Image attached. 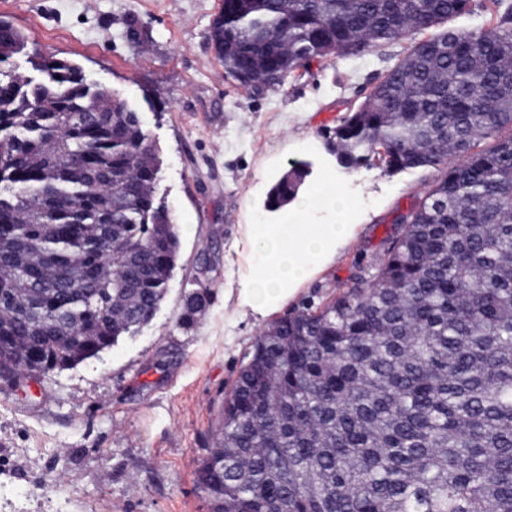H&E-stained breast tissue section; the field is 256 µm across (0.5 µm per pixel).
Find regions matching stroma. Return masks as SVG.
<instances>
[{
  "instance_id": "obj_1",
  "label": "stroma",
  "mask_w": 512,
  "mask_h": 512,
  "mask_svg": "<svg viewBox=\"0 0 512 512\" xmlns=\"http://www.w3.org/2000/svg\"><path fill=\"white\" fill-rule=\"evenodd\" d=\"M221 0H0V19L32 54L78 63L141 112L161 164L155 198L170 210L180 250L151 320L99 357L19 386L0 376V512H212L197 469L223 423L224 399L266 323L229 321L224 288L243 224L270 222L266 195L293 162L306 183L335 173L358 207L353 242L290 300L316 308L365 280L441 170L390 174L341 168L323 133L359 107L409 40L357 62H312L258 94L224 75L209 43ZM136 16L141 43L117 39ZM208 290L193 324L185 297Z\"/></svg>"
}]
</instances>
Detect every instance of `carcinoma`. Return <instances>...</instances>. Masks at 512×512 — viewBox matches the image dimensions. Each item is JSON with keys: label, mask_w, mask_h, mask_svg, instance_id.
<instances>
[{"label": "carcinoma", "mask_w": 512, "mask_h": 512, "mask_svg": "<svg viewBox=\"0 0 512 512\" xmlns=\"http://www.w3.org/2000/svg\"><path fill=\"white\" fill-rule=\"evenodd\" d=\"M224 0L209 37L249 93L413 40L328 134L346 169L433 167L403 234L323 307L274 322L197 473L213 512H512V4ZM0 20V375L97 358L146 324L180 241L140 112L67 60L22 78ZM299 162L268 192L297 195ZM192 293L182 321L209 303Z\"/></svg>", "instance_id": "1"}]
</instances>
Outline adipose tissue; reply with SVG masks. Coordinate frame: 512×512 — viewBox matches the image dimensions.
<instances>
[{
  "label": "adipose tissue",
  "instance_id": "ef3b65f1",
  "mask_svg": "<svg viewBox=\"0 0 512 512\" xmlns=\"http://www.w3.org/2000/svg\"><path fill=\"white\" fill-rule=\"evenodd\" d=\"M355 208L328 172L279 208L273 223L241 225L233 243L238 273L226 290L234 315L264 320L329 268L355 238ZM318 211L328 212L330 222L312 223Z\"/></svg>",
  "mask_w": 512,
  "mask_h": 512
}]
</instances>
